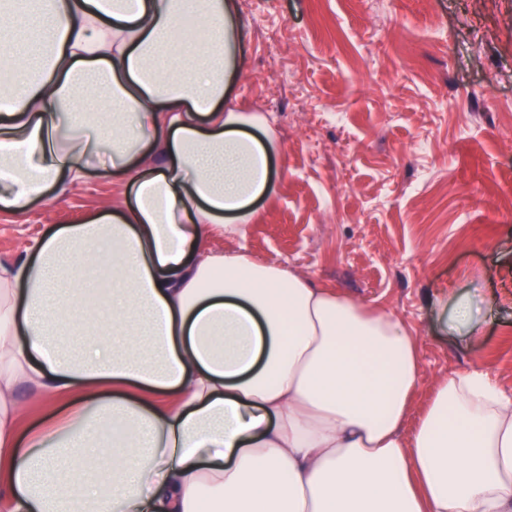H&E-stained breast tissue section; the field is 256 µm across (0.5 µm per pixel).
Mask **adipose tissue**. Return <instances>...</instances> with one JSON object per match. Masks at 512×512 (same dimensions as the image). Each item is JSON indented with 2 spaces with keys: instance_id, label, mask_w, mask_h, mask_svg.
Masks as SVG:
<instances>
[{
  "instance_id": "adipose-tissue-1",
  "label": "adipose tissue",
  "mask_w": 512,
  "mask_h": 512,
  "mask_svg": "<svg viewBox=\"0 0 512 512\" xmlns=\"http://www.w3.org/2000/svg\"><path fill=\"white\" fill-rule=\"evenodd\" d=\"M0 0V211L84 179L112 114L132 195L0 262V512H512V394L439 381L389 313L210 247L272 187L267 117L225 109L237 0ZM55 402L26 430L18 389Z\"/></svg>"
}]
</instances>
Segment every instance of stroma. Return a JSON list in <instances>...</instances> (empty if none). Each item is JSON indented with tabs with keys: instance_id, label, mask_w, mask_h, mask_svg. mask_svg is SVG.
I'll list each match as a JSON object with an SVG mask.
<instances>
[{
	"instance_id": "35a3bbf8",
	"label": "stroma",
	"mask_w": 512,
	"mask_h": 512,
	"mask_svg": "<svg viewBox=\"0 0 512 512\" xmlns=\"http://www.w3.org/2000/svg\"><path fill=\"white\" fill-rule=\"evenodd\" d=\"M237 3L229 105L269 119L273 185L246 238L212 248L395 315L422 357L415 412L476 366L512 393V0ZM137 168L94 162L53 199L0 212V261L84 223Z\"/></svg>"
}]
</instances>
